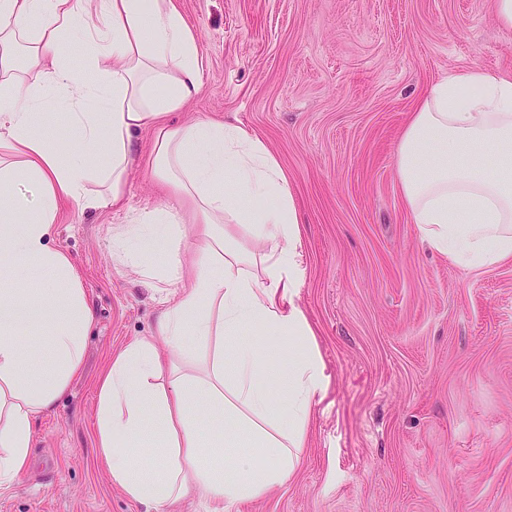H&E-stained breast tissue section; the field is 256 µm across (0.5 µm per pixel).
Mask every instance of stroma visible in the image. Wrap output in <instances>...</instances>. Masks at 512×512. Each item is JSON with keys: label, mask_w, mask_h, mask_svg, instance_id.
I'll list each match as a JSON object with an SVG mask.
<instances>
[{"label": "stroma", "mask_w": 512, "mask_h": 512, "mask_svg": "<svg viewBox=\"0 0 512 512\" xmlns=\"http://www.w3.org/2000/svg\"><path fill=\"white\" fill-rule=\"evenodd\" d=\"M201 87L183 124L256 132L303 220L307 314L330 379L295 477L237 512H512V261L463 269L420 240L401 198L399 134L448 73L512 70L495 0H179ZM111 210L64 207L55 244L94 324L83 367L33 425L0 512H146L97 460V386L150 335L158 292L113 255Z\"/></svg>", "instance_id": "35a3bbf8"}]
</instances>
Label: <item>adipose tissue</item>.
Listing matches in <instances>:
<instances>
[{
    "label": "adipose tissue",
    "instance_id": "1",
    "mask_svg": "<svg viewBox=\"0 0 512 512\" xmlns=\"http://www.w3.org/2000/svg\"><path fill=\"white\" fill-rule=\"evenodd\" d=\"M77 50L94 81L73 66ZM202 67L175 0H0V260L44 274L36 284L0 276L1 489L27 471L34 422L79 376L93 322L79 270L52 245L61 210H125L141 162L168 200L112 241L120 263L161 284L162 311L98 383L100 463L149 512L192 491L210 512H233L302 465L329 378L296 302L300 213L252 130L171 122L198 94ZM51 97L80 131L65 148L37 122ZM144 130L143 158L133 137ZM395 157L411 220L435 252L466 269L512 259L511 73L471 67L430 85ZM154 240L168 253L160 271L141 251ZM32 308L49 327L45 353L20 340ZM232 438L244 453H225Z\"/></svg>",
    "mask_w": 512,
    "mask_h": 512
}]
</instances>
